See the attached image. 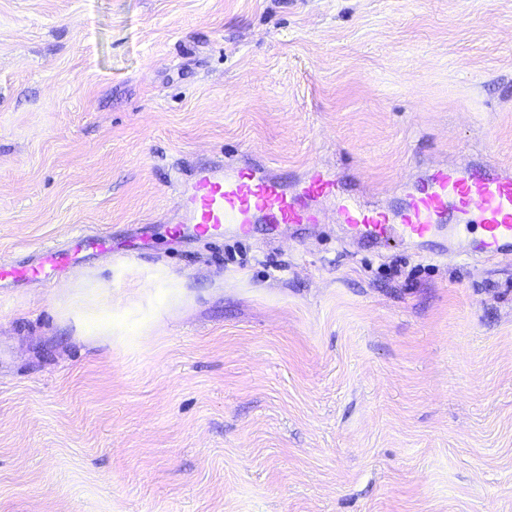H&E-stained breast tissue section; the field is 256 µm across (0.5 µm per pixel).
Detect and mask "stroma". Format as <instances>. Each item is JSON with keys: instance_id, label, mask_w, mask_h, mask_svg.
Here are the masks:
<instances>
[{"instance_id": "stroma-1", "label": "stroma", "mask_w": 512, "mask_h": 512, "mask_svg": "<svg viewBox=\"0 0 512 512\" xmlns=\"http://www.w3.org/2000/svg\"><path fill=\"white\" fill-rule=\"evenodd\" d=\"M461 153L512 167V0H0V261L115 251L0 283V512H512V262L171 238L201 165L400 207ZM108 282L96 281L88 289L91 303L80 304L71 310L77 328L84 336L115 335V322H112V296Z\"/></svg>"}]
</instances>
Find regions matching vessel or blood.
Here are the masks:
<instances>
[{
  "label": "vessel or blood",
  "instance_id": "1",
  "mask_svg": "<svg viewBox=\"0 0 512 512\" xmlns=\"http://www.w3.org/2000/svg\"><path fill=\"white\" fill-rule=\"evenodd\" d=\"M403 208L379 210L351 198H337L336 179L322 166L306 173L299 189L288 191L277 179L244 177L223 166L196 169L176 195L178 221L214 236L225 225L249 233L256 223L315 224L317 199H336L335 214L351 237L384 243L397 239L415 250L448 260L460 255L481 259L512 257V171L487 160L457 162L427 174H403ZM68 250L43 248L35 263H0V282L35 280L46 268L69 265Z\"/></svg>",
  "mask_w": 512,
  "mask_h": 512
}]
</instances>
